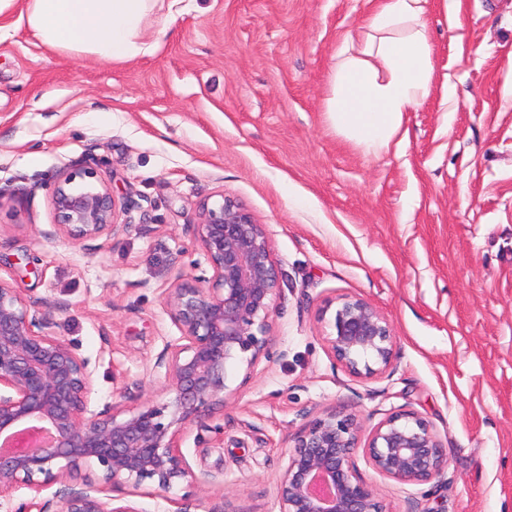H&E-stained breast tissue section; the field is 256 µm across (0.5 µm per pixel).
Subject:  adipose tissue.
Listing matches in <instances>:
<instances>
[{
    "label": "adipose tissue",
    "mask_w": 512,
    "mask_h": 512,
    "mask_svg": "<svg viewBox=\"0 0 512 512\" xmlns=\"http://www.w3.org/2000/svg\"><path fill=\"white\" fill-rule=\"evenodd\" d=\"M41 45L119 63L146 52L144 21L158 0H0V22L15 3ZM421 0H377L364 26L363 56L341 47L326 120L369 153L388 148L404 116L429 93L431 49Z\"/></svg>",
    "instance_id": "1"
}]
</instances>
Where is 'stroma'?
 <instances>
[{
  "instance_id": "obj_1",
  "label": "stroma",
  "mask_w": 512,
  "mask_h": 512,
  "mask_svg": "<svg viewBox=\"0 0 512 512\" xmlns=\"http://www.w3.org/2000/svg\"><path fill=\"white\" fill-rule=\"evenodd\" d=\"M426 0L429 96L369 154L327 123L371 0H177L125 63L55 52L23 22L0 38V276L65 309L53 335L87 358L90 407L166 398L157 357L179 332L163 297L210 270L187 224L226 195L266 225L280 272L272 357L232 368L236 391L182 451L190 512H280L290 439L332 409L363 431L426 419L448 450L439 483L359 469L388 512H512V0ZM109 181L131 229L86 250L55 234L51 194L75 163ZM367 299L395 338L391 374L335 364L318 313Z\"/></svg>"
}]
</instances>
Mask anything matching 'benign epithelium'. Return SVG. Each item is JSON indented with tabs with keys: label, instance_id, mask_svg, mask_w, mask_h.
Masks as SVG:
<instances>
[{
	"label": "benign epithelium",
	"instance_id": "1",
	"mask_svg": "<svg viewBox=\"0 0 512 512\" xmlns=\"http://www.w3.org/2000/svg\"><path fill=\"white\" fill-rule=\"evenodd\" d=\"M56 235L93 249L130 228L117 223L122 204L111 184L82 163L56 185L51 200ZM211 275H179L163 306L180 336L157 357L168 399L136 406L120 401L89 409L93 370L49 328L61 303L33 302L0 276V442L46 439L36 446L0 445V498L25 489L15 512H144L135 498L155 496L166 512H188L171 492L203 482L181 443L192 428L217 432L215 414L236 390L228 370L246 374L269 357L270 320L279 275L267 225L228 197L198 205L186 225ZM335 361L355 376L389 373L394 336L384 316L359 295L328 302L321 316ZM356 414L332 410L291 439L288 464L276 484L280 512H388L356 463L362 450L383 478L403 485L443 479L448 449L415 412L391 413L361 440ZM57 486L52 498L42 491Z\"/></svg>",
	"mask_w": 512,
	"mask_h": 512
}]
</instances>
